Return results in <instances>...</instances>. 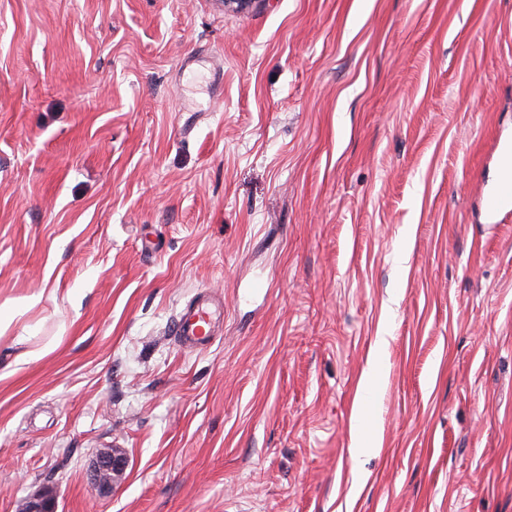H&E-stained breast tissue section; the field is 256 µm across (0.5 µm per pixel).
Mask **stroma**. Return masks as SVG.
I'll use <instances>...</instances> for the list:
<instances>
[{"label":"stroma","instance_id":"1","mask_svg":"<svg viewBox=\"0 0 512 512\" xmlns=\"http://www.w3.org/2000/svg\"><path fill=\"white\" fill-rule=\"evenodd\" d=\"M503 138L512 0H0V512H512ZM509 206L512 207V166L503 164L496 189L485 197V207L489 214H495ZM221 319H224V307L217 304L213 309L211 303L202 298L179 314L172 324L171 335L181 346L204 349L212 344L211 329ZM127 464V456L122 450L113 448L110 451L101 452L92 465L91 482L99 491H109L123 475Z\"/></svg>","mask_w":512,"mask_h":512}]
</instances>
